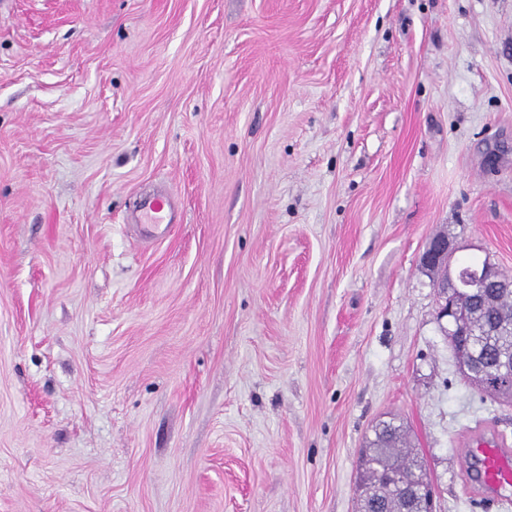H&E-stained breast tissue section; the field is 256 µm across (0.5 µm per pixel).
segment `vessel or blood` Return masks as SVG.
<instances>
[{
  "label": "vessel or blood",
  "instance_id": "vessel-or-blood-1",
  "mask_svg": "<svg viewBox=\"0 0 512 512\" xmlns=\"http://www.w3.org/2000/svg\"><path fill=\"white\" fill-rule=\"evenodd\" d=\"M475 467L481 494L501 495L512 489V450L495 437H479L467 448Z\"/></svg>",
  "mask_w": 512,
  "mask_h": 512
}]
</instances>
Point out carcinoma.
I'll use <instances>...</instances> for the list:
<instances>
[{"mask_svg":"<svg viewBox=\"0 0 512 512\" xmlns=\"http://www.w3.org/2000/svg\"><path fill=\"white\" fill-rule=\"evenodd\" d=\"M465 340L483 356L484 370L495 374L501 356L512 353V299H501L483 309L465 324ZM408 440L403 425L388 421L373 429V438L360 457L362 482L373 486L366 498L370 512H422L427 502L408 495V485L426 476L418 454L401 451Z\"/></svg>","mask_w":512,"mask_h":512,"instance_id":"carcinoma-1","label":"carcinoma"}]
</instances>
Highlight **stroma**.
<instances>
[{
  "mask_svg": "<svg viewBox=\"0 0 512 512\" xmlns=\"http://www.w3.org/2000/svg\"><path fill=\"white\" fill-rule=\"evenodd\" d=\"M439 235L512 276V0H0V512H357L392 417L504 512ZM170 205L165 197L149 200L145 205V218L147 224H168ZM166 221V223H165ZM466 448L473 461L479 478L478 490L481 494L501 496L504 502L509 498L502 492L512 489V450L496 437H478Z\"/></svg>",
  "mask_w": 512,
  "mask_h": 512,
  "instance_id": "35a3bbf8",
  "label": "stroma"
}]
</instances>
